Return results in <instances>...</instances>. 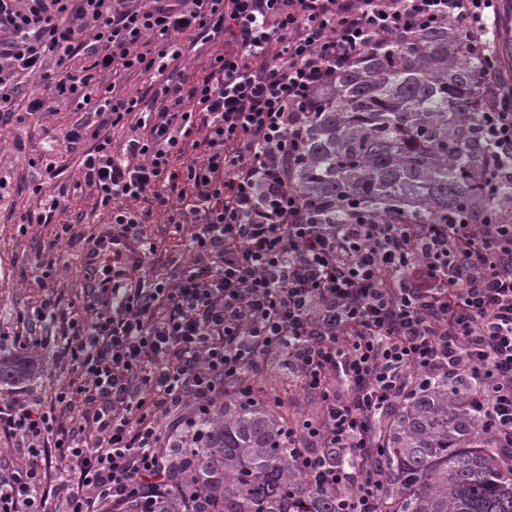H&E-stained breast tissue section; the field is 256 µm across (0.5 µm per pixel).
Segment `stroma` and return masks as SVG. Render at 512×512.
<instances>
[{"label": "stroma", "instance_id": "1", "mask_svg": "<svg viewBox=\"0 0 512 512\" xmlns=\"http://www.w3.org/2000/svg\"><path fill=\"white\" fill-rule=\"evenodd\" d=\"M34 83L26 72L16 74L6 88L13 117L0 123V331L8 334L15 331L19 313L38 308L46 299L55 303L58 313L81 312L83 250L112 230L107 210L96 205L94 189L75 185L82 150H67L63 143L67 127L83 120V113L64 103L55 112L29 111ZM54 198L63 207L60 220L75 222L76 240L54 241L49 225H22V215ZM143 233L158 245L156 255L136 273L143 283L186 265L185 236L174 233L164 215H154ZM41 260L55 263L53 276L42 288L35 282ZM28 353L38 360V370L24 383H0V403L47 400L65 383L68 369L57 364L53 347H32ZM262 378L284 399L287 423L318 411L316 396L297 386L278 358L268 359Z\"/></svg>", "mask_w": 512, "mask_h": 512}]
</instances>
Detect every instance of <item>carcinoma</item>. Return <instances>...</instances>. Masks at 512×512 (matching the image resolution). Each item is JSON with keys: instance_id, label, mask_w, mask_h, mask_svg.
<instances>
[{"instance_id": "cac0c4a2", "label": "carcinoma", "mask_w": 512, "mask_h": 512, "mask_svg": "<svg viewBox=\"0 0 512 512\" xmlns=\"http://www.w3.org/2000/svg\"><path fill=\"white\" fill-rule=\"evenodd\" d=\"M512 40L505 52L472 49L446 20L400 41H374L304 109V138L288 161V180L308 199L345 213L349 199L385 217L446 224L466 210L496 217L512 207V187L489 190L491 145L485 112L512 104ZM37 370L27 356L0 357V382L20 384ZM224 401L201 420L203 439H184L175 463L186 494L201 493L195 512H336L334 497L313 490L289 460L275 392ZM465 385L437 381L402 403L383 424L379 465L394 484L381 512H512L509 448L472 405ZM165 496L153 512H181Z\"/></svg>"}]
</instances>
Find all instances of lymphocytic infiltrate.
Masks as SVG:
<instances>
[{
    "mask_svg": "<svg viewBox=\"0 0 512 512\" xmlns=\"http://www.w3.org/2000/svg\"><path fill=\"white\" fill-rule=\"evenodd\" d=\"M499 0H0V86L24 70L57 101L98 116L63 135L93 145L81 163L113 223L134 238L153 211L192 221L190 259L150 288L85 290L58 361L75 374L55 396L82 404L56 427L40 403L0 405V435L25 465L0 462V512H102L172 492L176 433L258 380L277 356L316 417L287 432L296 471L336 497V512H380L390 480L375 465L381 418L437 376L473 400L512 447V221L473 213L407 224L323 204L288 181L313 92L373 41L439 19L489 34ZM224 38L211 72L189 80L181 42ZM85 54L81 75L45 70ZM99 71L164 76L158 111L111 97ZM127 123L122 156L109 130ZM200 159L175 166L187 146Z\"/></svg>",
    "mask_w": 512,
    "mask_h": 512,
    "instance_id": "f902f5d3",
    "label": "lymphocytic infiltrate"
}]
</instances>
